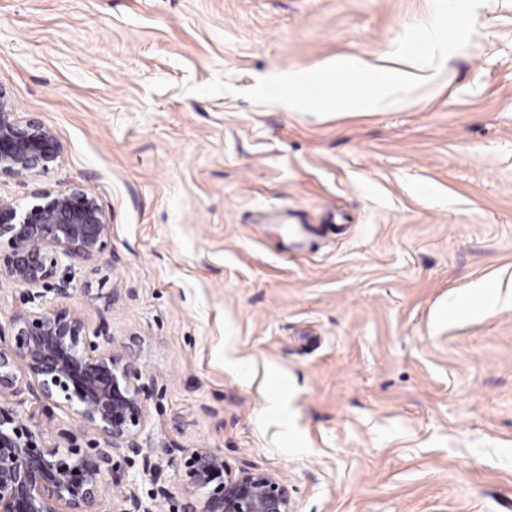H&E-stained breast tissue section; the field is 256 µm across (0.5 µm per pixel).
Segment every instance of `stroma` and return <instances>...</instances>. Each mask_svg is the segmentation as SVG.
Returning <instances> with one entry per match:
<instances>
[{
    "instance_id": "stroma-1",
    "label": "stroma",
    "mask_w": 512,
    "mask_h": 512,
    "mask_svg": "<svg viewBox=\"0 0 512 512\" xmlns=\"http://www.w3.org/2000/svg\"><path fill=\"white\" fill-rule=\"evenodd\" d=\"M350 57L407 90L263 92ZM0 90L64 147L0 196L80 182L110 225L65 304L139 354L158 452L107 484L182 512L212 448L295 512H512V0H0ZM343 64H347L351 69L359 70L365 75L368 84L372 88L369 95L311 100L306 96L288 93L289 109L301 112L306 108L315 107L333 108L337 112H364L375 109L384 100L407 89L408 75L403 71L387 66H370L361 59L351 58L336 60V66L334 64L325 66L317 76L310 75L304 70L289 72L286 77L276 76L270 80L268 91L278 94L285 84H288V89H290L294 86L327 78L342 69Z\"/></svg>"
}]
</instances>
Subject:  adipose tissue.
<instances>
[{
  "label": "adipose tissue",
  "mask_w": 512,
  "mask_h": 512,
  "mask_svg": "<svg viewBox=\"0 0 512 512\" xmlns=\"http://www.w3.org/2000/svg\"><path fill=\"white\" fill-rule=\"evenodd\" d=\"M351 69L361 71L371 87L367 96H354L336 99L311 100L301 95H289L288 106L295 111L316 106L323 109L333 108L339 112H364L375 109L384 100L404 92L408 76L403 71L387 66H371L358 58L347 61Z\"/></svg>",
  "instance_id": "ef3b65f1"
}]
</instances>
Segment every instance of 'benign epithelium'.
<instances>
[{"instance_id":"benign-epithelium-1","label":"benign epithelium","mask_w":512,"mask_h":512,"mask_svg":"<svg viewBox=\"0 0 512 512\" xmlns=\"http://www.w3.org/2000/svg\"><path fill=\"white\" fill-rule=\"evenodd\" d=\"M63 154L54 131L37 117L19 122L0 90V177L37 181ZM26 208L0 196V281L27 290L33 307L9 318L12 344L0 346V399L28 393L39 404H64L102 436L94 454H62L40 443L29 423L34 413L0 408V512H100L112 452L150 458L143 432L144 366L138 355L112 351V337L91 330L62 299L72 280L61 267L95 262L103 254L109 224L98 197L85 185L36 188ZM51 286L55 299L42 298ZM190 483L208 490L184 512H294L288 485L261 471L229 472L219 452L196 449L180 459Z\"/></svg>"}]
</instances>
